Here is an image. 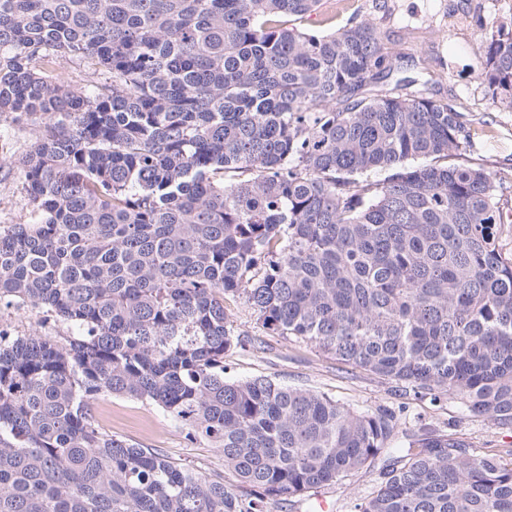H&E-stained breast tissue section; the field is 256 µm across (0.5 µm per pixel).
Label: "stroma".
<instances>
[{
    "label": "stroma",
    "mask_w": 512,
    "mask_h": 512,
    "mask_svg": "<svg viewBox=\"0 0 512 512\" xmlns=\"http://www.w3.org/2000/svg\"><path fill=\"white\" fill-rule=\"evenodd\" d=\"M393 12H374L372 0H320L317 11L300 20L298 28L324 32L329 22L339 24L354 15L370 19L387 51L399 58L401 67L388 78L428 87L430 93L449 100L470 129L471 145L466 158L484 160L487 167L512 181V112L488 111V95L479 74L485 34L481 16L494 14L512 19V0H391ZM39 117L16 119L0 114V225L34 221L19 159L41 133ZM225 310L241 337L267 342V352L235 350L226 359V376L245 380L266 376L277 383L323 392L338 403L358 411L381 406L403 407L397 444L422 428L447 431L488 453L512 446V432L466 413L452 397L439 400L401 395L387 380L345 365L335 357L285 336L269 335L242 304L229 300ZM0 324L21 335L68 336V325L45 313L0 303ZM95 423L109 434L161 450L173 461L190 466L209 478L232 484L224 458L214 449L194 444L181 425L151 404L135 399L103 395L91 406ZM382 461L350 473L334 485L313 490L295 501H282L275 512H317L318 499L334 504V512H354L355 503L371 494L382 480Z\"/></svg>",
    "instance_id": "35a3bbf8"
}]
</instances>
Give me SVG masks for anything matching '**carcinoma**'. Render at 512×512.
Masks as SVG:
<instances>
[{
  "label": "carcinoma",
  "instance_id": "obj_1",
  "mask_svg": "<svg viewBox=\"0 0 512 512\" xmlns=\"http://www.w3.org/2000/svg\"><path fill=\"white\" fill-rule=\"evenodd\" d=\"M320 0H0V112L40 115L37 215L0 226V301L77 334L0 328V512H274L385 457L354 512H512V448L258 376L240 301L416 396L512 430V201L444 98L395 85L373 25L291 22ZM488 110L512 112V22L482 24ZM88 58L76 90L51 65ZM386 176L372 180L370 172ZM101 394L152 403L243 488L102 431ZM511 460H506V457Z\"/></svg>",
  "mask_w": 512,
  "mask_h": 512
}]
</instances>
